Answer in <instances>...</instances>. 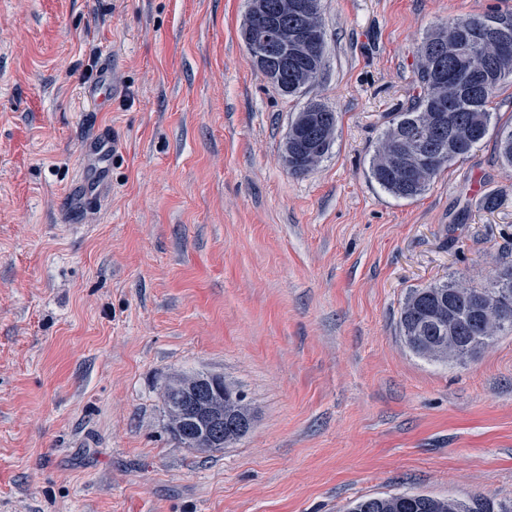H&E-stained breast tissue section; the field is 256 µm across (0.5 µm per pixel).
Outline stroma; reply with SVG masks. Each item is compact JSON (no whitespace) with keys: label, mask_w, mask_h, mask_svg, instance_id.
I'll return each instance as SVG.
<instances>
[{"label":"stroma","mask_w":512,"mask_h":512,"mask_svg":"<svg viewBox=\"0 0 512 512\" xmlns=\"http://www.w3.org/2000/svg\"><path fill=\"white\" fill-rule=\"evenodd\" d=\"M322 81L284 97L241 38L248 0H0V512H345L427 492L512 501V335L420 359L405 293L512 261V168L486 138L412 200L372 182L436 25L512 0H322ZM112 62L109 105L85 96ZM338 114L282 161L307 101ZM118 144L70 213L79 144ZM494 194L495 210L478 195ZM254 415L202 454L166 428L178 376ZM314 104L309 110L310 105ZM316 104L320 105L329 112H324ZM308 110V112H306ZM318 112H324L327 116V122L330 124L331 135L326 139L325 144L321 149V143L323 142V135L325 132L326 125L321 124V114ZM307 115L304 117V114ZM304 117V118H303ZM303 119V120H302ZM302 120L301 124L296 126ZM337 116L336 112H333L322 103L309 101L307 102L300 112H297L294 119L291 121L289 128V135L287 136L285 143V163L288 166L291 164H306L309 165L314 162L317 157V161L310 166L302 167L297 170L290 171L293 174H305L311 171L317 164L325 157L328 153L333 140L336 130ZM319 126L321 129L318 139H312L306 137L308 129L313 126ZM295 126V127H294ZM294 127V128H293ZM321 149V151H320ZM320 152V153H319ZM319 154V156H318Z\"/></svg>","instance_id":"obj_1"}]
</instances>
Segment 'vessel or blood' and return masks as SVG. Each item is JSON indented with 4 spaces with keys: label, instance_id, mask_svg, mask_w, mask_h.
I'll use <instances>...</instances> for the list:
<instances>
[{
    "label": "vessel or blood",
    "instance_id": "vessel-or-blood-1",
    "mask_svg": "<svg viewBox=\"0 0 512 512\" xmlns=\"http://www.w3.org/2000/svg\"><path fill=\"white\" fill-rule=\"evenodd\" d=\"M114 148L112 137L105 133L95 134L83 142V165L78 178L81 191L70 199V207L82 209L101 201L107 190Z\"/></svg>",
    "mask_w": 512,
    "mask_h": 512
}]
</instances>
